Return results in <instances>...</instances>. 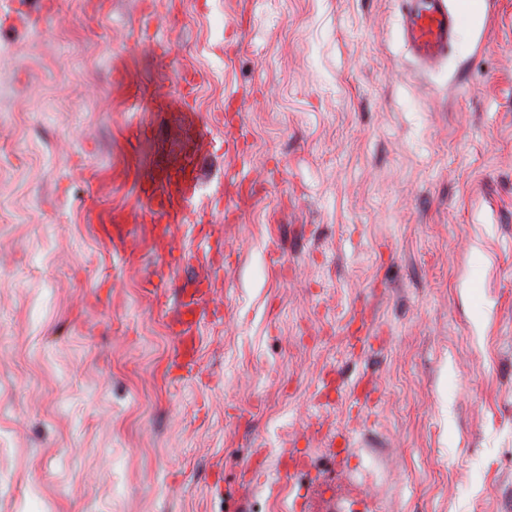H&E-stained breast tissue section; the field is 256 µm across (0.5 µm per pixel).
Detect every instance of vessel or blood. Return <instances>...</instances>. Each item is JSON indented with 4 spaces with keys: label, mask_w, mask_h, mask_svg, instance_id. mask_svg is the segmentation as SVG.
Instances as JSON below:
<instances>
[{
    "label": "vessel or blood",
    "mask_w": 512,
    "mask_h": 512,
    "mask_svg": "<svg viewBox=\"0 0 512 512\" xmlns=\"http://www.w3.org/2000/svg\"><path fill=\"white\" fill-rule=\"evenodd\" d=\"M404 40L420 66L434 67L448 54L457 27V17L448 0H403ZM184 138L169 163H161L157 153L138 157L135 164L137 189L136 216L150 222L162 266L173 271L184 260L183 252L171 241L172 225L182 223L187 206L197 192V161L213 145L207 127L193 112L185 97L170 104ZM209 278L196 279L180 287L176 309L169 321L171 335L177 339L179 367L193 372L198 354L197 329L206 313L205 301L210 291Z\"/></svg>",
    "instance_id": "b4317fda"
}]
</instances>
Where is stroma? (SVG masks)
<instances>
[{
  "mask_svg": "<svg viewBox=\"0 0 512 512\" xmlns=\"http://www.w3.org/2000/svg\"><path fill=\"white\" fill-rule=\"evenodd\" d=\"M213 141L167 283L136 145ZM279 262H271V255ZM224 270L192 374L178 288ZM288 448L310 466L277 468ZM512 512V0H0V512ZM403 36L411 54L422 67H434L448 55L457 17L447 0H402Z\"/></svg>",
  "mask_w": 512,
  "mask_h": 512,
  "instance_id": "stroma-1",
  "label": "stroma"
}]
</instances>
